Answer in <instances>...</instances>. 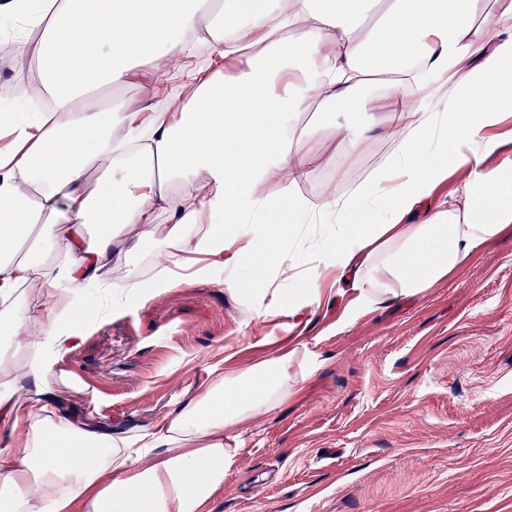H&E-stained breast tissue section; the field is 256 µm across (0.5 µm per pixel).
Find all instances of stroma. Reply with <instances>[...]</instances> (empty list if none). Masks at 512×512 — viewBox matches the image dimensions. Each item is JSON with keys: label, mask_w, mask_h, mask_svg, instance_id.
<instances>
[{"label": "stroma", "mask_w": 512, "mask_h": 512, "mask_svg": "<svg viewBox=\"0 0 512 512\" xmlns=\"http://www.w3.org/2000/svg\"><path fill=\"white\" fill-rule=\"evenodd\" d=\"M308 160L333 169L337 127L315 112ZM229 253L149 296H124L56 366L79 418L154 425L214 373L284 355L299 392L237 431L206 512H512V228L424 292L369 304L324 291L292 312L286 286L225 288Z\"/></svg>", "instance_id": "1"}]
</instances>
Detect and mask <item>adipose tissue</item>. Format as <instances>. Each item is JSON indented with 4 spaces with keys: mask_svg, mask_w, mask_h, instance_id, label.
Listing matches in <instances>:
<instances>
[{
    "mask_svg": "<svg viewBox=\"0 0 512 512\" xmlns=\"http://www.w3.org/2000/svg\"><path fill=\"white\" fill-rule=\"evenodd\" d=\"M484 3L0 0L19 45L41 32L37 77L18 88L48 103L28 117L0 109V333L21 339L0 348V425L25 426L0 448V512H203L240 451L234 428L292 394L288 361L277 358L219 376L135 436L66 410L49 387L54 368L112 316L91 289H111L119 273L125 292H148L129 267L134 249L153 244L157 283L169 288L193 263L189 227L209 225L197 251L232 252L241 272L227 288L271 276L301 307L320 294L302 272L308 260L390 301L430 288L512 227V160L482 166L496 148L485 130L512 111V0L494 12ZM203 41L223 70L189 69ZM471 57L470 80L448 90ZM144 65L183 72L195 93L176 112L92 102ZM389 73L386 92L375 93ZM313 107L325 124L339 112L364 115L342 130L337 180L371 141L389 145L351 192H300L311 170L297 117ZM451 167L469 179L432 205L430 188ZM199 177L204 194L187 191ZM265 183L276 194L261 195ZM61 201L77 223L61 225ZM158 209L167 223L154 224Z\"/></svg>",
    "mask_w": 512,
    "mask_h": 512,
    "instance_id": "ef3b65f1",
    "label": "adipose tissue"
}]
</instances>
